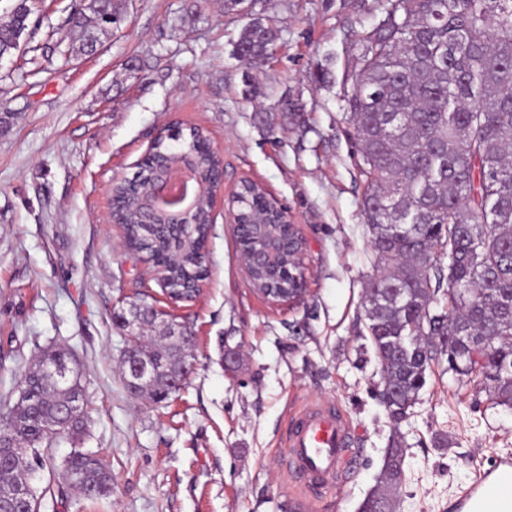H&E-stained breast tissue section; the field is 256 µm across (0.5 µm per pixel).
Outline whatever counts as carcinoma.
Listing matches in <instances>:
<instances>
[{
	"mask_svg": "<svg viewBox=\"0 0 512 512\" xmlns=\"http://www.w3.org/2000/svg\"><path fill=\"white\" fill-rule=\"evenodd\" d=\"M70 13L69 51L85 54L87 42L112 33L114 0L101 15L96 0ZM382 14L356 34L360 45L343 111L364 183L362 216L376 274L367 283L363 321L384 384L383 407L397 423L418 403L431 364L479 379L495 403L512 407V0H378ZM28 0L0 18V48L28 29ZM276 32L261 21L246 24L236 46L247 64L272 54ZM182 150L197 153L203 129L182 132ZM159 141L140 166L138 182H117L114 193L133 248L157 255L168 287L188 288L206 267L201 254L211 221L207 197L196 226L174 237L164 224H140L137 183L168 160ZM299 243L283 264L303 274ZM448 263H443V259ZM131 364H155L156 378L141 393L152 403L169 399L165 380L181 366L180 345L127 341ZM83 371L73 363L62 383L33 367L28 403L0 413L4 434L23 449L41 448L81 431L83 421H58L57 407L82 394ZM405 449L385 450L381 478L361 512H394L389 485L403 475ZM27 457L0 465V492L22 485L38 500ZM61 480L87 497L106 495L111 478L92 452L76 450Z\"/></svg>",
	"mask_w": 512,
	"mask_h": 512,
	"instance_id": "carcinoma-1",
	"label": "carcinoma"
}]
</instances>
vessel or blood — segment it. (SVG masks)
<instances>
[{
  "label": "vessel or blood",
  "instance_id": "1",
  "mask_svg": "<svg viewBox=\"0 0 512 512\" xmlns=\"http://www.w3.org/2000/svg\"><path fill=\"white\" fill-rule=\"evenodd\" d=\"M285 468L291 481L315 505L320 490L340 486L357 453L350 425L334 405L312 401L290 419ZM512 486V457L499 458L457 495L455 512H512L505 491Z\"/></svg>",
  "mask_w": 512,
  "mask_h": 512
}]
</instances>
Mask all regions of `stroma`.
Returning <instances> with one entry per match:
<instances>
[{"label": "stroma", "mask_w": 512, "mask_h": 512, "mask_svg": "<svg viewBox=\"0 0 512 512\" xmlns=\"http://www.w3.org/2000/svg\"><path fill=\"white\" fill-rule=\"evenodd\" d=\"M116 3L123 22L93 56L59 43L75 0H47L22 50L0 59V407L47 348H68L84 367L80 433L41 452V512H297L283 456L289 419L310 400L335 404L358 448L319 512H359L396 436L406 448L398 512H449L458 488L512 455V408L491 405L444 360L399 426L381 403L359 322L374 273L364 187L341 109L356 34L381 17L376 0ZM255 18L277 30V45L245 67L235 43ZM285 96L303 106V128L265 122ZM172 124L206 131L225 192L251 179L287 206L305 242L300 300L254 290L220 202L194 299L170 302L124 247L110 186ZM140 299L195 333L194 369L161 404L132 396L119 370L127 333L112 318ZM228 349L239 366H225ZM78 448L106 465L109 496L58 487Z\"/></svg>", "instance_id": "obj_1"}]
</instances>
